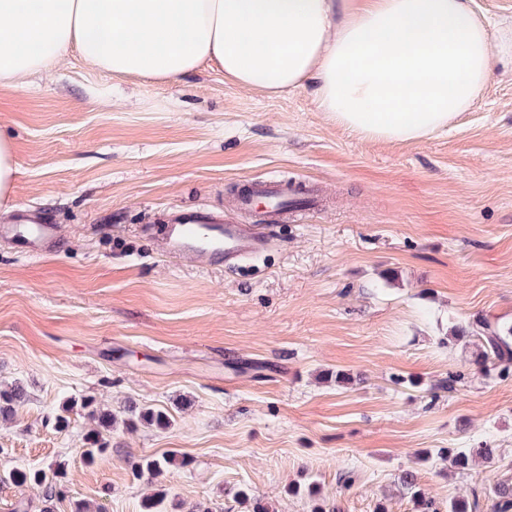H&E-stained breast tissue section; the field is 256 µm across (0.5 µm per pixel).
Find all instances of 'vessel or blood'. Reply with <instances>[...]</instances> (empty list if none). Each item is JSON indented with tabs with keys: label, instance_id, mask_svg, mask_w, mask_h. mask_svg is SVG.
<instances>
[{
	"label": "vessel or blood",
	"instance_id": "obj_1",
	"mask_svg": "<svg viewBox=\"0 0 512 512\" xmlns=\"http://www.w3.org/2000/svg\"><path fill=\"white\" fill-rule=\"evenodd\" d=\"M60 227L44 224L35 217H25L19 224H0V239L10 240L38 254L54 248ZM271 237V227L257 225L245 230L240 225L218 220L206 212L176 215L155 246L163 253L189 258L202 268L222 265L232 259H243L259 253Z\"/></svg>",
	"mask_w": 512,
	"mask_h": 512
}]
</instances>
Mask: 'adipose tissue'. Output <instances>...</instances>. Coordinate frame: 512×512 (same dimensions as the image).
Instances as JSON below:
<instances>
[{
	"label": "adipose tissue",
	"instance_id": "1",
	"mask_svg": "<svg viewBox=\"0 0 512 512\" xmlns=\"http://www.w3.org/2000/svg\"><path fill=\"white\" fill-rule=\"evenodd\" d=\"M473 0H0V86L70 49L99 70L156 79L204 65L232 83L308 90L318 111L374 141L452 126L512 57Z\"/></svg>",
	"mask_w": 512,
	"mask_h": 512
}]
</instances>
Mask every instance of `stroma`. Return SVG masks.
Returning <instances> with one entry per match:
<instances>
[{
  "label": "stroma",
  "instance_id": "35a3bbf8",
  "mask_svg": "<svg viewBox=\"0 0 512 512\" xmlns=\"http://www.w3.org/2000/svg\"><path fill=\"white\" fill-rule=\"evenodd\" d=\"M14 142L15 207L60 225L47 255L0 241V384L25 400L0 422V472L59 465L65 498L0 485V512H142L129 463L170 451L168 503L310 512L315 484L341 512H415L416 473L441 503L512 477V377L473 364L455 326L512 322V61L494 59L448 131L405 143L357 137L308 92L237 86L218 67L155 81L115 76L76 50L0 87ZM313 196L272 245L235 269L157 254L140 232L175 212L239 224L249 186ZM346 375L324 381L326 372ZM91 398L117 422L112 451L83 461ZM167 428L124 425L129 404ZM485 441L498 467L461 475L443 448Z\"/></svg>",
  "mask_w": 512,
  "mask_h": 512
}]
</instances>
